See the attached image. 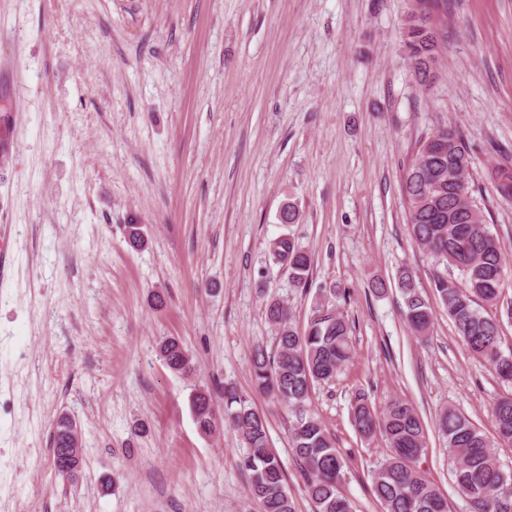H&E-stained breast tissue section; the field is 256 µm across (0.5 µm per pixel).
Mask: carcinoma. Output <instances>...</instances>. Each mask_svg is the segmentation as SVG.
I'll return each mask as SVG.
<instances>
[{"mask_svg": "<svg viewBox=\"0 0 512 512\" xmlns=\"http://www.w3.org/2000/svg\"><path fill=\"white\" fill-rule=\"evenodd\" d=\"M446 10L447 0H421L420 7L404 21L402 37L420 86L432 83L441 67V44L431 17ZM492 177L497 194L512 198V170L499 167ZM471 182V157L464 135L442 126L419 140L402 192L415 242L446 268L435 275V289L448 317L472 356L509 385L512 351H503L499 320L487 314L486 308L499 304L512 280L506 278L503 247L472 196ZM269 254L274 263L288 269L295 286H307L312 259L304 248L291 238L280 237L270 243ZM454 270L462 276L464 286L448 276ZM399 288L408 328L426 337L434 324V309L405 271ZM266 316L275 329L274 347L253 346L249 359L253 387L287 405L294 414L289 446L301 465L314 512H352L350 501L340 491L346 462L324 423L306 409L312 387L336 377L354 357L350 325L335 306L322 302L315 305L302 330L295 327L288 307L278 300L267 304ZM159 355L172 371L191 370L186 352L173 337L161 341ZM223 401V415L217 418L210 392L193 396L199 431L212 435L224 424L234 429L247 448L239 467L247 473L250 495L262 504L264 512H296L281 464L269 447L265 418L234 386L224 387ZM491 414L498 436L512 440V396L496 400ZM351 418L360 436L379 434L390 448L374 477V492L383 512H446V500L415 469V461L425 450V429L412 404L395 398L378 410L366 393L359 392L351 402ZM437 423L454 464L455 487L472 512H512V472H504L498 464L493 443L453 407L441 410ZM68 424V417H60L52 433V463L62 476L63 455L73 446Z\"/></svg>", "mask_w": 512, "mask_h": 512, "instance_id": "1", "label": "carcinoma"}]
</instances>
